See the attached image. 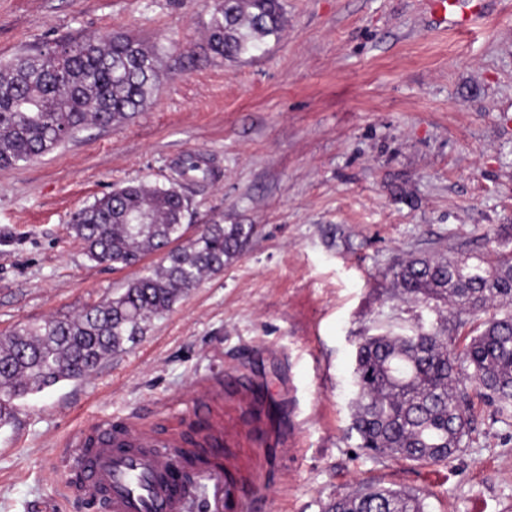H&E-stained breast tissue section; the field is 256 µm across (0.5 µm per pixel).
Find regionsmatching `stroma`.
<instances>
[{"mask_svg":"<svg viewBox=\"0 0 512 512\" xmlns=\"http://www.w3.org/2000/svg\"><path fill=\"white\" fill-rule=\"evenodd\" d=\"M432 0H284L288 25L255 57H213V0H0V61L126 33L162 48L147 107L0 169V334L70 320L159 261L87 257L72 214L129 182L165 185L181 159L189 233L250 224L224 270L155 317L87 379L15 400L0 425V512H90L67 486L94 419L159 438L224 432L244 512H323L366 484L428 496V512H512V419L474 400L448 464L371 457L352 427L360 337L415 326L463 339L479 325L405 303L400 259L512 251V0L468 26ZM179 177L184 181H207L213 176V171L203 166V161L195 154H187L180 165Z\"/></svg>","mask_w":512,"mask_h":512,"instance_id":"1","label":"stroma"}]
</instances>
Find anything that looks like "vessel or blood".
<instances>
[{"instance_id": "obj_1", "label": "vessel or blood", "mask_w": 512, "mask_h": 512, "mask_svg": "<svg viewBox=\"0 0 512 512\" xmlns=\"http://www.w3.org/2000/svg\"><path fill=\"white\" fill-rule=\"evenodd\" d=\"M433 6L442 21L456 26L478 13L471 0H433ZM198 442L208 447L210 463L191 468L185 488L171 479L187 460L184 439L162 443L149 428L98 421L70 457L77 477L73 493L97 512H187L191 492L204 499L206 512H236L239 490L224 470L221 433L201 429Z\"/></svg>"}]
</instances>
